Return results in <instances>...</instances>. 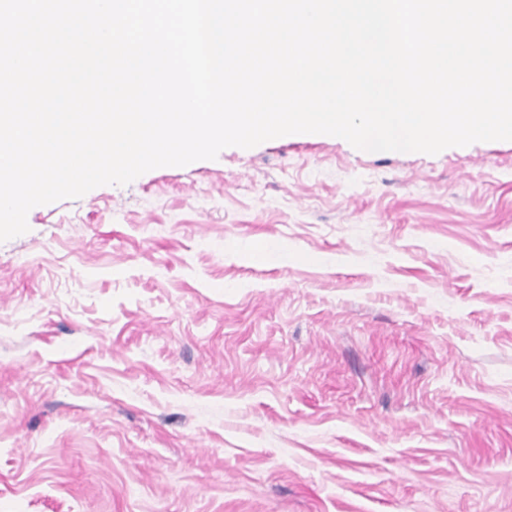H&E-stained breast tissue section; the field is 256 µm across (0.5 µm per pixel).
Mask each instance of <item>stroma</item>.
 I'll use <instances>...</instances> for the list:
<instances>
[{
    "label": "stroma",
    "mask_w": 512,
    "mask_h": 512,
    "mask_svg": "<svg viewBox=\"0 0 512 512\" xmlns=\"http://www.w3.org/2000/svg\"><path fill=\"white\" fill-rule=\"evenodd\" d=\"M0 243V512H512V141L295 134Z\"/></svg>",
    "instance_id": "1"
}]
</instances>
